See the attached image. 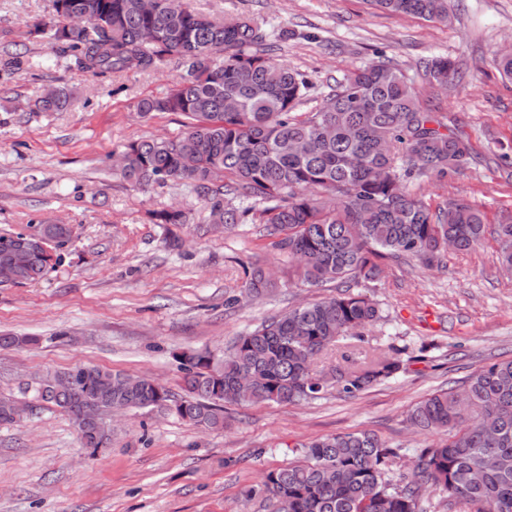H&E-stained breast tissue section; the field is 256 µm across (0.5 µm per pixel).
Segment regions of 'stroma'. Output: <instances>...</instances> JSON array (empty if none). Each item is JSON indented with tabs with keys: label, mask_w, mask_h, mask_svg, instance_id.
<instances>
[{
	"label": "stroma",
	"mask_w": 512,
	"mask_h": 512,
	"mask_svg": "<svg viewBox=\"0 0 512 512\" xmlns=\"http://www.w3.org/2000/svg\"><path fill=\"white\" fill-rule=\"evenodd\" d=\"M216 19L243 15L271 35L274 59L314 83L297 114L319 109L351 67L387 58L414 80L426 103L448 117L471 147L466 165L443 181L423 178L412 193L431 207L463 193L489 223L512 215V166L498 142H512V82L492 66L512 47V0H448L451 21L432 24L374 9L368 0H182ZM52 0H0V233L39 224L71 229L61 259L39 281L0 287V330L42 337L36 347L0 350V394H18L50 373L79 364L149 375L178 390L171 353L225 345L263 320L335 295V284L289 280L276 293L242 300L243 262L286 271L260 222L223 231L201 223L204 201L176 183L141 190L114 174L127 142L174 137L189 120L174 113L139 118L136 102L179 81L178 61L151 72L101 80L71 66L60 45L34 34ZM445 55L459 82L442 90L422 69ZM56 88L73 103L41 112L34 101ZM178 209L183 224H155L154 210ZM486 238L471 253L448 252L432 267L381 263L366 288L382 310L365 329L370 345L417 347L435 340L429 362H413L397 381L354 397L335 392L300 404H249L224 411V426L204 431L163 408L128 411L112 425V446L87 456L64 413L35 403L0 425V512H272L244 501L241 487L296 460L302 444L338 432L370 430L402 448L408 472L438 436L419 432L408 411L428 394L512 358V278ZM67 332L56 340L58 332Z\"/></svg>",
	"instance_id": "35a3bbf8"
}]
</instances>
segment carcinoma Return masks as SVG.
Returning a JSON list of instances; mask_svg holds the SVG:
<instances>
[{
  "label": "carcinoma",
  "instance_id": "obj_1",
  "mask_svg": "<svg viewBox=\"0 0 512 512\" xmlns=\"http://www.w3.org/2000/svg\"><path fill=\"white\" fill-rule=\"evenodd\" d=\"M53 0L54 14L37 32L73 53L74 65L96 77L125 71H157L169 58L183 74L163 97H144L143 118L177 112L191 119L175 138L138 139L121 151V177L134 186L185 182L207 206L206 220L224 228L241 224L253 210L266 224L272 249L297 262L303 283L335 282L332 297L289 309L236 337L219 358L207 349L172 353L183 373L179 397L147 376L75 365L63 371L72 387L38 386L39 401L78 425L90 453L112 446L111 433L79 426L81 408L172 407L203 429L224 427V406L244 403L237 384L251 378L253 403L288 404L322 398L330 389L351 397L384 385L424 362L435 348L416 354L395 349L358 359L363 329L381 320L378 303L360 292L380 273L377 260L405 256L432 265L448 244L470 251L485 235L497 244L499 269L512 275V217L488 227L485 213L459 194L433 212L409 189L418 178L442 179L467 163L470 151L445 116L425 106L399 65L378 61L349 71L324 104L301 119L295 109L312 89L309 78L268 53V34L253 20L217 22L186 9L176 14L166 0ZM380 10L433 23H448V0H371ZM86 16L66 28L67 17ZM224 53L215 63L213 55ZM455 63L436 56L425 63L431 85L455 80ZM54 92L37 100L43 112L64 109ZM238 197L253 205L240 208ZM155 224H183L180 210L152 214ZM71 234L65 224H40L25 249L10 250L14 235H0V264L16 267V284L42 279L60 260ZM245 296L278 287L265 269L245 270ZM353 340L342 363L325 373L319 358L341 339ZM39 336L0 334V348L35 346ZM467 403L455 388L419 402L410 425L446 439L419 454L411 476H395L399 449L377 435L357 431L302 445L301 458L271 469L240 490L280 505L276 512H512V359L482 367L464 382ZM440 499L435 501L433 496Z\"/></svg>",
  "mask_w": 512,
  "mask_h": 512
}]
</instances>
